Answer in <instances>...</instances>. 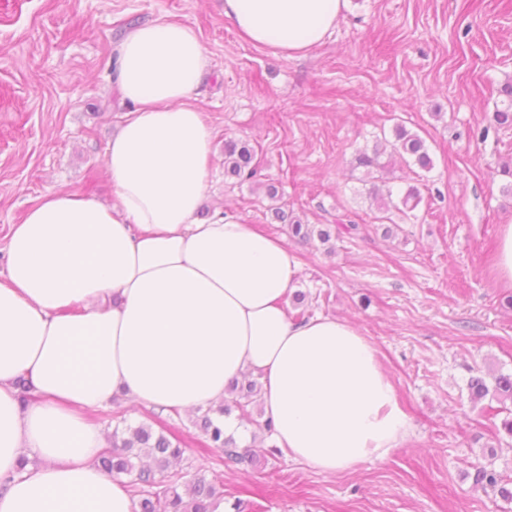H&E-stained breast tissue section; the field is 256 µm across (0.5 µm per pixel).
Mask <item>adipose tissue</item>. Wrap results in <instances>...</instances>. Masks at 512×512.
<instances>
[{
  "mask_svg": "<svg viewBox=\"0 0 512 512\" xmlns=\"http://www.w3.org/2000/svg\"><path fill=\"white\" fill-rule=\"evenodd\" d=\"M346 0H224L250 43L287 58L319 45ZM132 108L106 150L110 204L43 194L11 225L0 281V512H134L95 464L86 414L218 407L258 376L278 445L328 474L400 447L408 418L379 353L347 320L288 315L300 272L279 238L232 216L197 219L212 133L192 93L208 73L190 24L132 26L117 47ZM29 374L36 401L15 386ZM35 466H21L24 456Z\"/></svg>",
  "mask_w": 512,
  "mask_h": 512,
  "instance_id": "ef3b65f1",
  "label": "adipose tissue"
}]
</instances>
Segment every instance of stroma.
Wrapping results in <instances>:
<instances>
[{"label":"stroma","instance_id":"obj_1","mask_svg":"<svg viewBox=\"0 0 512 512\" xmlns=\"http://www.w3.org/2000/svg\"><path fill=\"white\" fill-rule=\"evenodd\" d=\"M159 18L192 24L209 58L195 93L212 131L211 175L198 212L243 218L284 239L302 270L292 318L353 322L379 352L408 435L383 459L330 475L295 461L250 406L238 446L252 465H224L193 414L130 409L91 414L177 437L184 471L218 476L224 512H512V400L471 402L468 382L512 374V288L493 255L512 223V127L493 121L498 88L512 79V0H347L325 40L287 59L245 41L224 0H0V279L10 225L50 190L108 202V143L128 109L116 90L115 50L130 26ZM426 141L434 167L392 158L386 174L352 166L395 121ZM487 138H480V130ZM258 152L253 178L224 172L226 140ZM281 196L272 201L266 184ZM418 186L424 200L394 214L385 236L370 184ZM305 224H350L321 244L291 238L275 206ZM496 473L490 487L477 472Z\"/></svg>","mask_w":512,"mask_h":512}]
</instances>
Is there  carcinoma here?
<instances>
[{"label":"carcinoma","instance_id":"obj_1","mask_svg":"<svg viewBox=\"0 0 512 512\" xmlns=\"http://www.w3.org/2000/svg\"><path fill=\"white\" fill-rule=\"evenodd\" d=\"M499 101L496 102L494 122L499 126H512V80L508 79L498 89ZM393 140L376 143L372 148L357 151L354 166L369 172H383L387 163L384 161L386 146L402 156L409 157L423 170L433 168V159L428 152L425 141L416 133L407 130L400 122L392 128ZM255 150L246 143L235 141L224 143V170L232 176L255 174L253 166ZM368 195L377 202L381 216L377 220H386L384 213L395 209L399 212H412L422 202L421 190L416 185H407L397 190L389 189L384 195L371 188ZM293 237L301 242H308L316 237L321 242L330 241L332 232L351 233L357 229L355 224H338L336 229L317 228L310 224L295 221L289 225ZM470 399L480 400L494 391L495 394L512 398V374H500L494 377V388H489L480 377H473L468 382ZM256 394V384L248 383L241 388L233 400V405H224L218 409L220 415H228L236 408L242 412ZM200 427L209 441V447L220 451L226 464L242 465L254 463V457L246 448L236 445L233 438L225 435L224 428L205 411L200 417ZM184 454L179 442L165 435L156 433L144 424L115 427L112 442L98 459L100 468L107 474L124 479L125 488L131 492L135 512H215L218 503L224 500V492L218 487V481L209 480L201 474L189 476L169 467L179 462Z\"/></svg>","mask_w":512,"mask_h":512}]
</instances>
